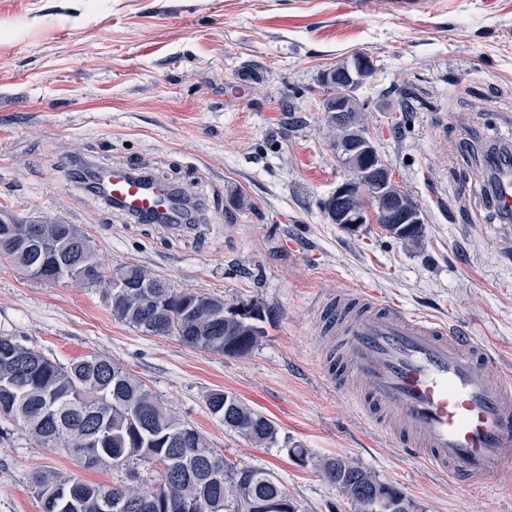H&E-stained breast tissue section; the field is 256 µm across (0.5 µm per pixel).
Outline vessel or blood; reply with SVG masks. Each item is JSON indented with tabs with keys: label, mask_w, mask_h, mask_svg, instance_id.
<instances>
[{
	"label": "vessel or blood",
	"mask_w": 512,
	"mask_h": 512,
	"mask_svg": "<svg viewBox=\"0 0 512 512\" xmlns=\"http://www.w3.org/2000/svg\"><path fill=\"white\" fill-rule=\"evenodd\" d=\"M108 191L122 211L145 217L173 188L121 169ZM318 325L343 338L340 359L327 361L324 378L355 377L360 411L388 424L389 440L403 455L465 488L512 464V376L461 327L408 314L366 292L337 295L320 307Z\"/></svg>",
	"instance_id": "b4317fda"
}]
</instances>
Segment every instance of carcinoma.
Listing matches in <instances>:
<instances>
[{
    "label": "carcinoma",
    "mask_w": 512,
    "mask_h": 512,
    "mask_svg": "<svg viewBox=\"0 0 512 512\" xmlns=\"http://www.w3.org/2000/svg\"><path fill=\"white\" fill-rule=\"evenodd\" d=\"M373 71L365 55H354L340 72ZM345 123L334 128L333 149L365 133L362 106L348 98ZM385 196L401 200L408 212L418 204L394 182ZM374 207L376 222L390 235L416 243L421 224H393L380 199L359 193L355 206ZM61 225L0 224V256L46 284L70 280L104 286L112 315L150 336H174L183 344L224 356H243L266 335L271 310L258 301L232 311L224 298L174 288L138 264L105 275L91 237L74 227L69 237ZM224 427L257 445L278 443L274 421L222 390L206 400ZM0 417L22 425L35 444L58 449L84 467L123 469L129 483L106 488L54 472H37L32 483L42 512H240L241 506L276 502L277 512H298L273 472L241 467L224 457L195 428L182 422L152 390L106 356L87 355L61 366L14 336H0ZM322 475L354 506L355 512H414L402 489L380 482L348 458L319 463ZM158 478L136 485L139 469Z\"/></svg>",
    "instance_id": "carcinoma-1"
}]
</instances>
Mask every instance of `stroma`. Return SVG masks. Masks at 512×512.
<instances>
[{
	"label": "stroma",
	"mask_w": 512,
	"mask_h": 512,
	"mask_svg": "<svg viewBox=\"0 0 512 512\" xmlns=\"http://www.w3.org/2000/svg\"><path fill=\"white\" fill-rule=\"evenodd\" d=\"M374 73L363 123L424 214L413 245L321 208L349 171L322 109L324 72L355 54ZM512 138V0H0V205L91 236L106 272L136 263L177 288L273 314L247 355L148 336L103 288L49 285L0 257V335L66 365L108 356L212 447L275 473L299 512H354L319 469L341 456L402 488L417 512H512V467L466 491L390 445L321 374L340 346L315 327L325 298L366 288L466 329L512 371V222L486 207L487 158ZM136 169L190 192L197 227L140 224L73 180L75 163ZM272 419L255 445L208 410L209 392ZM307 449V464L286 449ZM53 470L112 485L0 422V512H41Z\"/></svg>",
	"instance_id": "obj_1"
}]
</instances>
